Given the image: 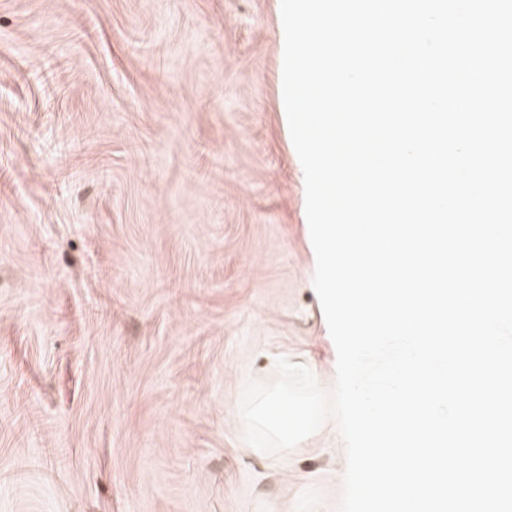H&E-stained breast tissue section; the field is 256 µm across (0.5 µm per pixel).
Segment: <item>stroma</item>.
<instances>
[{
  "label": "stroma",
  "mask_w": 512,
  "mask_h": 512,
  "mask_svg": "<svg viewBox=\"0 0 512 512\" xmlns=\"http://www.w3.org/2000/svg\"><path fill=\"white\" fill-rule=\"evenodd\" d=\"M280 2L0 0V512H338L239 410L335 382Z\"/></svg>",
  "instance_id": "obj_1"
}]
</instances>
